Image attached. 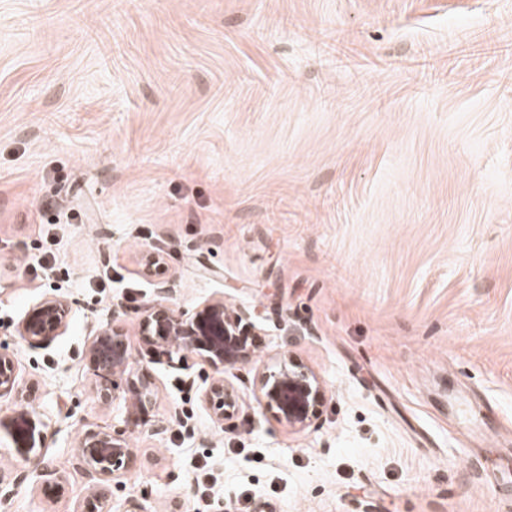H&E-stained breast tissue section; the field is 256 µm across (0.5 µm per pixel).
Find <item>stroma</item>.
I'll use <instances>...</instances> for the list:
<instances>
[{"label":"stroma","instance_id":"35a3bbf8","mask_svg":"<svg viewBox=\"0 0 512 512\" xmlns=\"http://www.w3.org/2000/svg\"><path fill=\"white\" fill-rule=\"evenodd\" d=\"M155 247L177 307L263 310L223 427L198 359L140 342ZM45 297L70 326L33 348ZM117 302L180 422L133 438L112 512H512V0H0V347L36 390L0 418L42 416L65 478L0 512H77L78 434L119 423L84 360ZM284 355L328 390L304 430L257 401ZM72 304L67 300L46 298L34 304L19 324V336L31 347L50 345L67 330Z\"/></svg>","mask_w":512,"mask_h":512}]
</instances>
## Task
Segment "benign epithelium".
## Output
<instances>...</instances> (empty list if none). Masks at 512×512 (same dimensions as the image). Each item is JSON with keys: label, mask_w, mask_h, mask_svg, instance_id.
Segmentation results:
<instances>
[{"label": "benign epithelium", "mask_w": 512, "mask_h": 512, "mask_svg": "<svg viewBox=\"0 0 512 512\" xmlns=\"http://www.w3.org/2000/svg\"><path fill=\"white\" fill-rule=\"evenodd\" d=\"M144 272L153 282L154 300L139 320L142 344L157 357L188 352L206 365L210 373L204 381V401L212 422L224 426L238 403L236 390L224 381V370L252 357L258 340L255 325L246 312L227 306L222 298L207 300L191 312L174 308L177 282L168 275L166 253L161 250L145 255ZM71 312L72 304L66 300L43 299L22 318L19 336L31 347L48 346L65 333ZM121 313V305L112 306V317L99 324L84 354L98 398L105 402L123 398L126 413L120 429L87 428L79 436L76 466L87 478L89 493L78 512H110L104 488L121 479L134 459L133 436L148 431L163 437L170 425L168 420L153 418L156 393L119 325ZM16 369L15 355L0 351V398L20 394ZM258 391L259 405L297 430L314 424L327 401V388L319 375L289 355L262 373ZM18 419L23 426H16ZM18 419H0V427L13 429L14 441L28 464V469L14 476V483H23L34 473L44 490L62 493L63 475L43 453L48 425L24 411Z\"/></svg>", "instance_id": "1"}]
</instances>
